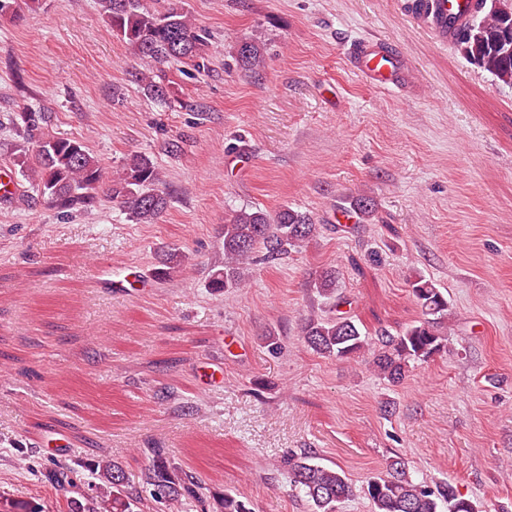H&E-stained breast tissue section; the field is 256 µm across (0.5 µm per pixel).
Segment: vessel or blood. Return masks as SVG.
<instances>
[{"label": "vessel or blood", "mask_w": 512, "mask_h": 512, "mask_svg": "<svg viewBox=\"0 0 512 512\" xmlns=\"http://www.w3.org/2000/svg\"><path fill=\"white\" fill-rule=\"evenodd\" d=\"M428 17L434 33L449 41L466 22L468 14L459 0H434ZM350 64L365 82L386 90L402 88L411 75L401 57L380 40L364 39L353 45ZM153 281L151 274L136 269L113 280L112 288L115 293L123 294L131 286L140 290L149 288Z\"/></svg>", "instance_id": "obj_1"}]
</instances>
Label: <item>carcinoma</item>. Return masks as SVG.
<instances>
[{"label":"carcinoma","mask_w":512,"mask_h":512,"mask_svg":"<svg viewBox=\"0 0 512 512\" xmlns=\"http://www.w3.org/2000/svg\"><path fill=\"white\" fill-rule=\"evenodd\" d=\"M112 33L129 45L147 64L191 60L200 55L206 38L192 24L184 8L170 2L163 10L146 7L142 0H99ZM40 6V0H0V18L12 22ZM454 40L472 63L496 80L512 85V0H473L470 19ZM240 65L254 70L262 63L259 46L243 42L237 50ZM158 101L169 90L146 70L136 75ZM46 113L31 109L22 116V142L13 151L14 167L22 177L20 197L34 196L61 213L84 211L108 199L137 224H154L168 209L171 197L162 188L153 157L137 152L119 173L109 175L102 160L76 138L45 132ZM314 217L290 206L271 213L260 207L241 208L224 220L221 236L224 265L210 271L207 287L232 293L244 287L247 270L272 264L303 247L319 235ZM186 256L176 248L159 247L154 277L164 280L185 265ZM409 287L421 316L404 329L391 333L380 328L371 334L341 310L347 299L339 291V273L320 271L312 284L325 304L324 313L305 318L303 342L317 354L338 360L362 358L390 385L401 384L412 364L425 363L448 353V327L454 314L448 298L435 284L418 274ZM147 467L126 470L106 458L84 464L91 474L110 485L111 499L83 503L87 496L70 500L71 512H150L152 502H186L195 512H255L251 500L225 492L205 496L192 474L180 470L164 448H145ZM284 469L291 486L298 489L311 512H340L355 495V487L338 467H331L310 451L290 453ZM75 469L53 463L48 482L57 489H76ZM371 512H481L446 480L416 478L400 460L387 463L385 472L373 477L365 489Z\"/></svg>","instance_id":"cac0c4a2"}]
</instances>
